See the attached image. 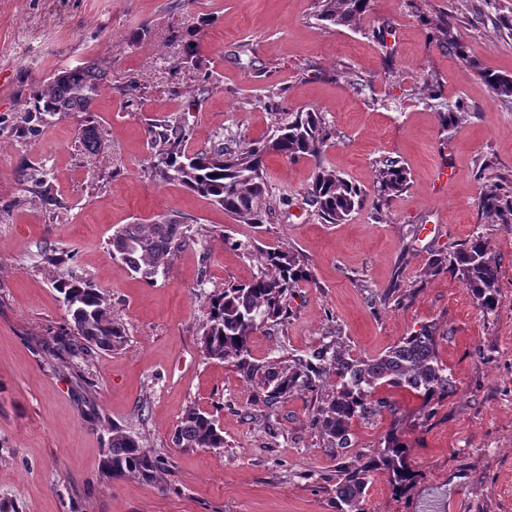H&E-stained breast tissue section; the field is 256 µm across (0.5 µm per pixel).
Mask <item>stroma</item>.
Instances as JSON below:
<instances>
[{"label":"stroma","mask_w":512,"mask_h":512,"mask_svg":"<svg viewBox=\"0 0 512 512\" xmlns=\"http://www.w3.org/2000/svg\"><path fill=\"white\" fill-rule=\"evenodd\" d=\"M444 25L456 46L434 37ZM91 60L108 68L92 110L30 133L21 118L34 84ZM485 70L512 75V0H372L357 24L327 27L314 0H0V512H336L337 468L373 457L389 422L353 424L354 447L331 452L309 424L311 395L268 408L237 367L203 353L209 299L261 269L240 248L248 241L298 250L312 273L287 320L253 335L256 364L324 344L373 358L436 327L457 391L428 420L400 397L419 477L396 494L375 472L362 512H512V224L478 205L512 178V107L493 98ZM458 101L470 123L443 130L439 105ZM307 111L333 133L324 164L365 196L343 223L306 205V159H268L274 210L256 225L150 172L152 125L187 121L196 153L217 133L257 140ZM87 125L98 150L78 136ZM386 157L407 186L379 206ZM29 166L46 187L21 180ZM160 215L185 225L186 243L146 279L109 241ZM475 233L498 264L491 312L459 274L431 271ZM71 272L106 291L120 349L62 352L55 282ZM191 406L213 415L223 447L173 444ZM115 426L163 459L158 482L103 477Z\"/></svg>","instance_id":"35a3bbf8"}]
</instances>
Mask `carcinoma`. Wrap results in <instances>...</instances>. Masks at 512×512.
<instances>
[{
	"instance_id": "cac0c4a2",
	"label": "carcinoma",
	"mask_w": 512,
	"mask_h": 512,
	"mask_svg": "<svg viewBox=\"0 0 512 512\" xmlns=\"http://www.w3.org/2000/svg\"><path fill=\"white\" fill-rule=\"evenodd\" d=\"M371 0H317V19L331 25H350L363 17ZM106 71L97 63H81L56 70L32 90L33 114L27 121H43L45 115L89 112L97 86ZM481 76L493 98L512 104V76L483 72ZM472 112L462 103L442 113V127L454 129L470 121ZM193 129L182 121L157 124L150 131L155 175L189 191L212 199L239 224H261L270 213L265 182L266 159L271 155L313 162L312 181L306 203L323 220L339 224L364 203L362 191L336 170L322 164L331 140L318 112H297L276 126L269 137L253 143L221 137L207 152L191 154L185 143ZM379 201L407 186V172L399 161L386 158L377 169ZM481 206L502 224H512V184H492L480 198ZM184 225L161 216L150 224H124L110 239L112 257L120 258L135 273L152 278L167 268L181 248ZM262 271L247 284L232 285L213 296L201 327L202 352L210 359L235 365L249 381L265 392L272 407L293 395L319 394L329 379L332 391L321 398L310 425L319 430L333 450L351 447L352 423L389 417L390 426L380 439L376 457L367 465L347 467L336 474L337 512H361L360 502L374 471H383L392 490L401 493L417 478L408 462V444L398 426L401 405L393 394L406 392L421 400L428 418L455 393L457 385L439 357L435 328L423 326L403 337L384 354L354 358L341 350L321 347L309 355L259 365L251 360V338L270 322L288 316V294L311 280L304 256L286 247L261 252ZM435 268H448L461 275L479 307L494 310L500 302L498 265L483 236L465 240L452 256L434 259ZM69 316L68 339L62 349L71 356L94 351L110 352L124 345L125 329L112 320L106 293L77 275L57 281ZM180 448H222L224 435L207 413L196 407L185 410L173 433ZM164 462L144 446L142 440L112 428L102 460L103 475L112 480L137 478L155 483Z\"/></svg>"
}]
</instances>
